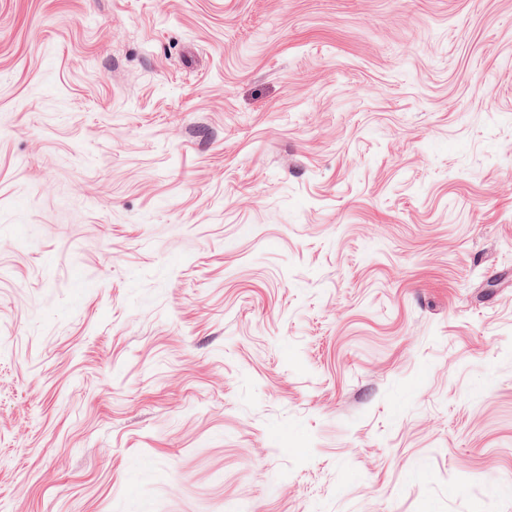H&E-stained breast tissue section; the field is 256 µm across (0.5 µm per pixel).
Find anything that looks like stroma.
<instances>
[{
  "label": "stroma",
  "mask_w": 512,
  "mask_h": 512,
  "mask_svg": "<svg viewBox=\"0 0 512 512\" xmlns=\"http://www.w3.org/2000/svg\"><path fill=\"white\" fill-rule=\"evenodd\" d=\"M0 512H512V0H0Z\"/></svg>",
  "instance_id": "obj_1"
}]
</instances>
